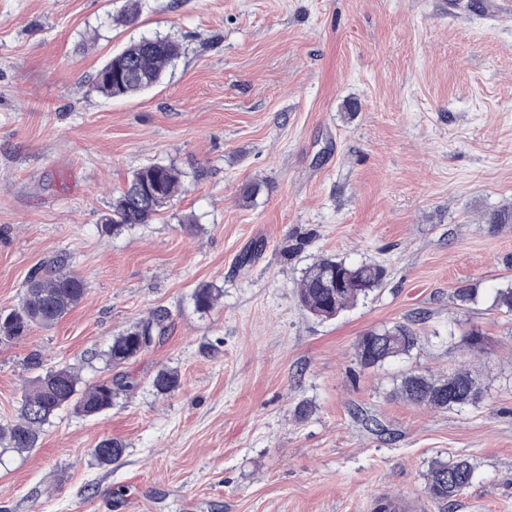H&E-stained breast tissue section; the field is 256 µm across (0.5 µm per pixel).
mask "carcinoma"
I'll list each match as a JSON object with an SVG mask.
<instances>
[{
	"label": "carcinoma",
	"mask_w": 512,
	"mask_h": 512,
	"mask_svg": "<svg viewBox=\"0 0 512 512\" xmlns=\"http://www.w3.org/2000/svg\"><path fill=\"white\" fill-rule=\"evenodd\" d=\"M180 54V43L169 36L141 38L114 54L97 71L93 87L109 99L146 92L162 81L167 68ZM181 177L182 172L171 164L154 162L135 170L125 189L113 199L102 230L118 233L127 227L149 223L174 198ZM143 184L153 188L149 200L136 196L137 188ZM264 187L261 180L251 182L243 189L239 203L252 206ZM386 277L387 270L380 264L347 263L327 256L304 269L296 295L313 317L330 320L382 287ZM87 292V284L71 269L66 256L58 257L47 271L34 270L22 305L7 314L0 313V341L20 340L34 326L55 325L84 300ZM221 296L220 288L202 284L195 291L196 307L201 311L211 310ZM168 320L167 310L155 309L146 319L112 337L106 351L107 362L119 366L137 357L145 351L141 339L161 335ZM419 341L412 324L396 323L361 336L355 355L363 367L381 366L409 354ZM152 384L157 393L168 394L179 388L180 375L175 369L163 367L156 372ZM129 387L131 384L127 382L112 381L86 385L72 366L40 374L30 381L18 417L0 423V447L15 451L35 448L42 428L60 410L71 407L82 416H96L109 410L119 392ZM397 393L411 403L435 410L477 406L484 400V392L468 367L437 379L424 373H409L402 377ZM123 454L122 443L112 439L99 442L93 449V456L105 465L119 461ZM473 479L474 468L468 460H438L429 471L426 491L435 502L445 503L470 486Z\"/></svg>",
	"instance_id": "carcinoma-1"
}]
</instances>
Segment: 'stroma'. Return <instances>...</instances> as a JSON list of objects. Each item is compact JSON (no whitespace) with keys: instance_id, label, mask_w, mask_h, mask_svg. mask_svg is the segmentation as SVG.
<instances>
[{"instance_id":"stroma-1","label":"stroma","mask_w":512,"mask_h":512,"mask_svg":"<svg viewBox=\"0 0 512 512\" xmlns=\"http://www.w3.org/2000/svg\"><path fill=\"white\" fill-rule=\"evenodd\" d=\"M124 2L0 0V311L59 255L88 286L53 327L0 342V420L18 416L35 357L134 385L0 453V512H363L390 495L512 512V311L490 307L512 284V224L489 223L512 208V14L493 0H140L125 25ZM157 34L183 46L159 85L93 90L112 53ZM151 162L183 172L181 193L150 223L103 232ZM322 256L388 276L321 321L295 288ZM205 283L223 291L207 312L193 301ZM465 286L476 302L458 299ZM159 307L166 335L107 367L112 337ZM416 311L411 355L359 364L360 336ZM464 366L479 407L395 392L407 372ZM164 367L181 384L159 396ZM104 439L125 443L118 463L95 461ZM456 457L474 479L442 506L427 474Z\"/></svg>"}]
</instances>
